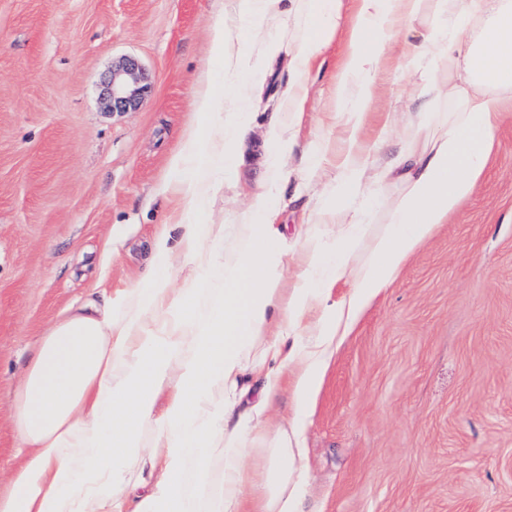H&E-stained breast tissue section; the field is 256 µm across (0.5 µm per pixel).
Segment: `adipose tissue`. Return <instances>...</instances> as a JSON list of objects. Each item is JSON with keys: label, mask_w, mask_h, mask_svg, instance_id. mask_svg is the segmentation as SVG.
<instances>
[{"label": "adipose tissue", "mask_w": 512, "mask_h": 512, "mask_svg": "<svg viewBox=\"0 0 512 512\" xmlns=\"http://www.w3.org/2000/svg\"><path fill=\"white\" fill-rule=\"evenodd\" d=\"M428 9L429 32L405 46L421 71L409 94L424 108L405 120L385 113L378 136L399 134L402 149L384 164L359 141L371 76L398 27ZM293 15L302 21L291 59L297 77L275 112L266 180L226 264L223 225L201 218L235 172L267 65L285 48L269 32ZM239 18L267 37L258 52L239 42L229 59L224 24H214L221 67L215 84L194 94L195 119L170 179L176 204L156 234L149 271L117 300L67 308L15 392L21 449L0 512H300L303 468L292 441L334 346L482 181L512 101V0H240ZM342 19L336 109L346 115L349 147L323 192L350 207L330 246L306 238L303 269L287 287L273 227L288 177L281 155L309 96L305 77ZM442 97L454 111H427ZM227 107L235 126L224 124ZM396 181L403 189L392 200L387 189ZM181 258L190 272L174 287L170 271ZM342 282L348 293L333 299ZM287 387L295 413L285 420L272 404Z\"/></svg>", "instance_id": "1"}]
</instances>
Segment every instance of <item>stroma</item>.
I'll return each instance as SVG.
<instances>
[{
    "label": "stroma",
    "instance_id": "1",
    "mask_svg": "<svg viewBox=\"0 0 512 512\" xmlns=\"http://www.w3.org/2000/svg\"><path fill=\"white\" fill-rule=\"evenodd\" d=\"M237 0H0V479L20 446L12 397L62 311L113 297L145 273L171 209L166 178L193 119V95L218 68L210 27L236 33ZM287 52L268 64L233 179L211 201L224 257L239 247L251 193L266 177L268 127L294 79ZM334 42L311 72V96L284 158L276 224L290 253L321 202L302 179L305 149H345L333 88ZM139 61L141 105L112 111L102 82ZM415 63L390 48L373 76L362 141L381 112L409 109ZM302 512H512V112L504 113L480 187L439 225L337 347L302 430Z\"/></svg>",
    "mask_w": 512,
    "mask_h": 512
}]
</instances>
